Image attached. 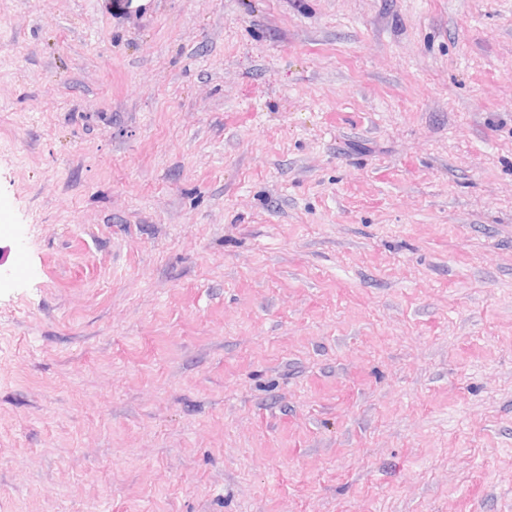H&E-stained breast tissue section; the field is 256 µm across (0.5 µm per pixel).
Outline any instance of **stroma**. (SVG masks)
<instances>
[{
	"instance_id": "1",
	"label": "stroma",
	"mask_w": 512,
	"mask_h": 512,
	"mask_svg": "<svg viewBox=\"0 0 512 512\" xmlns=\"http://www.w3.org/2000/svg\"><path fill=\"white\" fill-rule=\"evenodd\" d=\"M0 512H512V0H0Z\"/></svg>"
}]
</instances>
